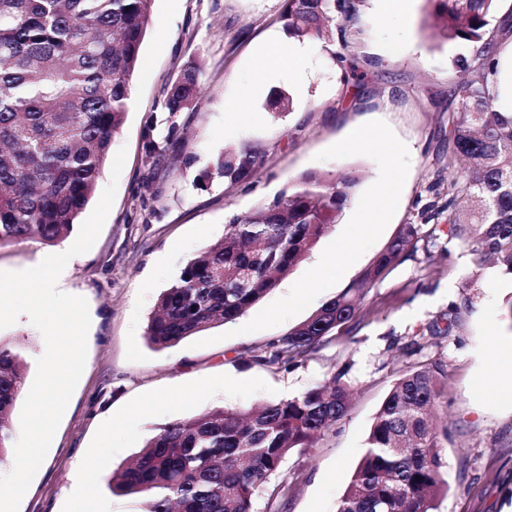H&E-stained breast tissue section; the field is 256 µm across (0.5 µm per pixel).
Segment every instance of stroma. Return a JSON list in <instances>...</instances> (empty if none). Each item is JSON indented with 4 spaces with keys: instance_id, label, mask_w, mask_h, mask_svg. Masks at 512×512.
I'll return each instance as SVG.
<instances>
[{
    "instance_id": "1",
    "label": "stroma",
    "mask_w": 512,
    "mask_h": 512,
    "mask_svg": "<svg viewBox=\"0 0 512 512\" xmlns=\"http://www.w3.org/2000/svg\"><path fill=\"white\" fill-rule=\"evenodd\" d=\"M285 0H154L132 78L131 104L112 150L126 149L116 197L87 253L76 256L65 293L86 298L90 327L83 374L47 456L19 512H138L114 494L108 472L125 466L165 424L216 407L245 409L300 395L341 376L353 396L346 415L309 448L291 452L272 476L282 497L259 494L253 512H336L362 457L376 413L393 382L424 365L444 375L441 450L448 487L435 512H507L512 507V397L496 394L512 365V277L499 265L474 264L462 240L440 229L448 215L453 118L459 105L456 60L477 65V43H443L428 28L426 0L408 17L384 0H358L344 35L320 42L299 79L256 84L268 61L261 48L287 40ZM366 62V79L345 84L336 62L342 42ZM202 65L194 111L169 115L161 104L169 79L189 59ZM293 100L272 118L268 99ZM370 129L398 146V192L382 223L349 228L388 171L381 150L343 149L354 130ZM168 143L155 169L142 165L147 136ZM251 144L262 169L230 187L223 177L200 184L223 149ZM360 177L339 224L240 319L218 324L177 346L148 344L145 330L159 294L186 261L223 238L229 220L272 200L307 173ZM408 224L421 227L405 261L367 288L345 329L297 363L262 366L252 355L284 337L325 301L359 281ZM351 260L341 277L315 282L316 267L338 246ZM456 316H449V304ZM35 376L41 332L21 318L0 329ZM103 458L106 474L93 494L77 481L78 460Z\"/></svg>"
}]
</instances>
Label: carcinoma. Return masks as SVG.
Returning a JSON list of instances; mask_svg holds the SVG:
<instances>
[{
    "label": "carcinoma",
    "mask_w": 512,
    "mask_h": 512,
    "mask_svg": "<svg viewBox=\"0 0 512 512\" xmlns=\"http://www.w3.org/2000/svg\"><path fill=\"white\" fill-rule=\"evenodd\" d=\"M152 2L0 0V249L61 242L93 198L125 122ZM427 3L433 37L489 44L498 0ZM356 14V0H286L280 19L290 37L322 41L336 18L349 22ZM336 60L345 83L364 79L348 44ZM459 68L448 165L464 159L469 168L448 184V235L463 239L477 264L494 260L512 276V113L499 111L491 56ZM201 73L192 59L170 81L168 112L197 107ZM164 152L148 139L144 164L157 165ZM264 162L255 147L229 148L204 177L216 173L233 185ZM358 182L352 169L328 178L306 174L273 200L234 216L224 238L189 259L162 291L145 331L148 343L174 347L238 320L339 222ZM419 232L420 225H405L360 281L254 356L255 363L291 364L349 323L364 289L406 259ZM441 373L437 365L422 367L394 382L336 512H435L447 486L440 448L448 431L435 417ZM26 379L18 349L0 342V459L11 445V413ZM348 404V387L333 378L292 398L170 422L112 473V492L137 499L139 512H253L255 497L286 456L310 447Z\"/></svg>",
    "instance_id": "carcinoma-1"
}]
</instances>
